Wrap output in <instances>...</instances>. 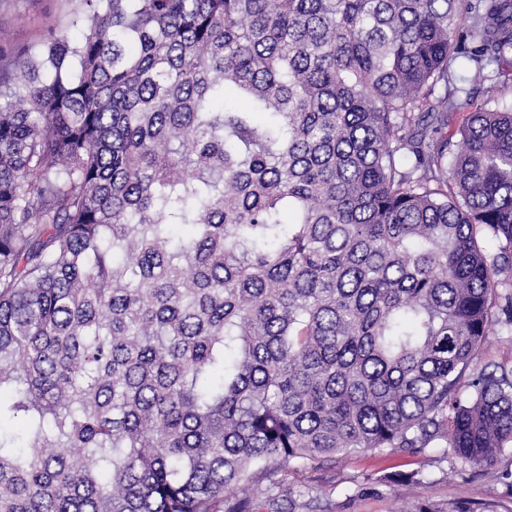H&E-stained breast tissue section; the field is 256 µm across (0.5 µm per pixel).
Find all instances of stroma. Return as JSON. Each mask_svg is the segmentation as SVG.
Listing matches in <instances>:
<instances>
[{"label": "stroma", "instance_id": "obj_1", "mask_svg": "<svg viewBox=\"0 0 512 512\" xmlns=\"http://www.w3.org/2000/svg\"><path fill=\"white\" fill-rule=\"evenodd\" d=\"M75 9L73 0H0V24L9 44L35 46L48 31L77 37L69 21ZM434 452L415 456L393 455L388 451H353L337 456L321 466L300 463L288 469L290 487L308 491L310 496L330 499L336 512H413L418 496H425L443 508L476 499L484 512H512L497 476L512 465V456L503 455L481 471H473L456 456L436 463ZM421 471L427 480L422 492L405 486H387L381 495L353 498L355 483L364 477L380 478L395 472Z\"/></svg>", "mask_w": 512, "mask_h": 512}]
</instances>
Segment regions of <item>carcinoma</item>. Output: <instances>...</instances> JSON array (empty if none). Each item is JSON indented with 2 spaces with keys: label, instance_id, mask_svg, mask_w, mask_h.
I'll use <instances>...</instances> for the list:
<instances>
[{
  "label": "carcinoma",
  "instance_id": "1",
  "mask_svg": "<svg viewBox=\"0 0 512 512\" xmlns=\"http://www.w3.org/2000/svg\"><path fill=\"white\" fill-rule=\"evenodd\" d=\"M72 25L0 44V512H333L278 475L512 450V0Z\"/></svg>",
  "mask_w": 512,
  "mask_h": 512
}]
</instances>
